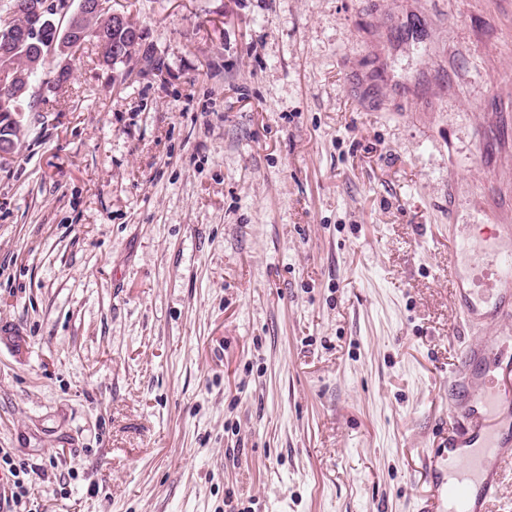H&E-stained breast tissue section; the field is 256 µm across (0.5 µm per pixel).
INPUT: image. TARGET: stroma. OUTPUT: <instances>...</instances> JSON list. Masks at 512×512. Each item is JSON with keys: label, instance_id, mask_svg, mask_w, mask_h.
I'll return each mask as SVG.
<instances>
[{"label": "stroma", "instance_id": "obj_1", "mask_svg": "<svg viewBox=\"0 0 512 512\" xmlns=\"http://www.w3.org/2000/svg\"><path fill=\"white\" fill-rule=\"evenodd\" d=\"M0 166V448L33 512H419L448 227L512 224V0H111ZM122 18V12L114 9H112V16H110L108 12H100L86 16L81 20L79 25L78 32L80 36L76 37H81L83 45L87 42L93 43L98 49V54L100 55L103 64L106 66H112V69H115L119 64L126 66L128 63L126 61L120 63L118 60L117 64H113L115 62L112 63V60H115V58L112 57V46H121L132 34V29L139 30L141 34L140 37L139 31H136V33L129 39V42L133 44L123 50L117 59L122 58V55L133 52L135 44L140 40L138 43V49L135 50L136 61L143 62L146 66L157 65L158 63H156V60L153 54L149 51V48L144 47V31L135 22H133L129 16L125 15L126 22L124 25L112 26V20L120 22Z\"/></svg>", "mask_w": 512, "mask_h": 512}]
</instances>
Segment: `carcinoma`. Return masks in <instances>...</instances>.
<instances>
[{
    "instance_id": "obj_1",
    "label": "carcinoma",
    "mask_w": 512,
    "mask_h": 512,
    "mask_svg": "<svg viewBox=\"0 0 512 512\" xmlns=\"http://www.w3.org/2000/svg\"><path fill=\"white\" fill-rule=\"evenodd\" d=\"M44 0H9L4 12L10 17L15 30L40 28L42 20L33 10L34 4ZM139 26L126 19L121 26L112 25V16L100 12L84 17L79 25L82 43H92L98 49L103 64L112 65V47L121 46ZM5 34L0 32V73L13 77L11 86L0 85V114L3 112H24L31 107L32 87L36 75L56 58L43 50L45 44L37 39L8 47L3 45Z\"/></svg>"
}]
</instances>
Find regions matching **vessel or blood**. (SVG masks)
Returning <instances> with one entry per match:
<instances>
[{"mask_svg":"<svg viewBox=\"0 0 512 512\" xmlns=\"http://www.w3.org/2000/svg\"><path fill=\"white\" fill-rule=\"evenodd\" d=\"M448 252L461 322L495 334L466 346L448 378L449 434L425 458L424 512H488L512 462V225H495L475 247L449 231Z\"/></svg>","mask_w":512,"mask_h":512,"instance_id":"obj_1","label":"vessel or blood"}]
</instances>
